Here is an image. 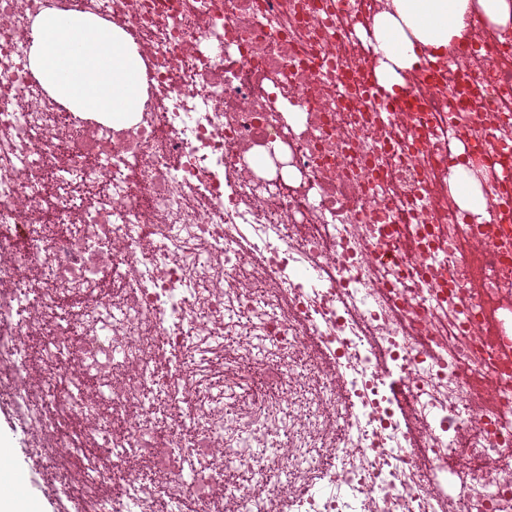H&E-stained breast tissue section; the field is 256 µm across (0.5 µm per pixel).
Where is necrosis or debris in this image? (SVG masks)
I'll return each mask as SVG.
<instances>
[{
	"instance_id": "4bbe7bcc",
	"label": "necrosis or debris",
	"mask_w": 512,
	"mask_h": 512,
	"mask_svg": "<svg viewBox=\"0 0 512 512\" xmlns=\"http://www.w3.org/2000/svg\"><path fill=\"white\" fill-rule=\"evenodd\" d=\"M384 5L0 0V399L79 512H159L164 492L196 512H512V28L473 12L434 73L399 71L409 109L387 112L366 36ZM46 10L139 45L140 111L116 125L43 88ZM459 168L483 214L461 207ZM258 275L276 313L243 289ZM72 292L89 307L68 316ZM235 317L288 356L260 413L302 419L275 462L303 495L227 481L253 437L218 419L198 352L221 353ZM162 394L180 419L148 448ZM325 438L332 467L311 453ZM134 454L150 472L135 484Z\"/></svg>"
}]
</instances>
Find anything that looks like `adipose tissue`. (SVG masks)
<instances>
[{
	"label": "adipose tissue",
	"instance_id": "adipose-tissue-1",
	"mask_svg": "<svg viewBox=\"0 0 512 512\" xmlns=\"http://www.w3.org/2000/svg\"><path fill=\"white\" fill-rule=\"evenodd\" d=\"M475 11L499 27L512 23V0H387L373 29L388 82L418 63L417 45L439 52L461 37ZM30 64L49 93L75 111L117 118L139 108L138 46L90 15L40 14L32 27Z\"/></svg>",
	"mask_w": 512,
	"mask_h": 512
}]
</instances>
